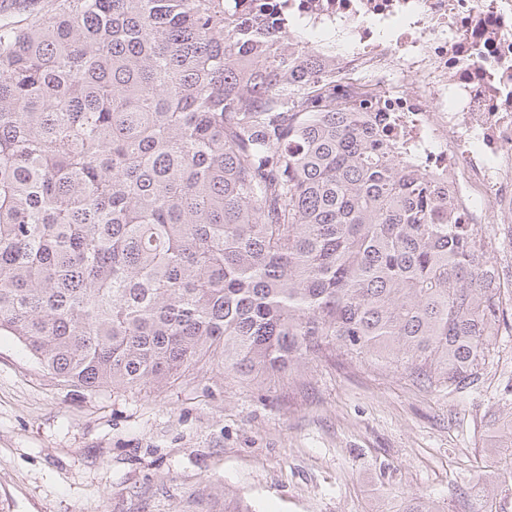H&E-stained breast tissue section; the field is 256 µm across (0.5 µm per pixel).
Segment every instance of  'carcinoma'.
I'll return each mask as SVG.
<instances>
[{
	"mask_svg": "<svg viewBox=\"0 0 512 512\" xmlns=\"http://www.w3.org/2000/svg\"><path fill=\"white\" fill-rule=\"evenodd\" d=\"M501 303L472 225L287 23L54 0L0 25V334L64 385L346 357L467 389Z\"/></svg>",
	"mask_w": 512,
	"mask_h": 512,
	"instance_id": "1",
	"label": "carcinoma"
}]
</instances>
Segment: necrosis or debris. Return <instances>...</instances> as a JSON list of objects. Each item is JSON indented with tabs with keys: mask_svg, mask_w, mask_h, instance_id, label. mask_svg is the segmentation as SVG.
Masks as SVG:
<instances>
[{
	"mask_svg": "<svg viewBox=\"0 0 512 512\" xmlns=\"http://www.w3.org/2000/svg\"><path fill=\"white\" fill-rule=\"evenodd\" d=\"M326 35L339 90L447 190L512 288V0H265Z\"/></svg>",
	"mask_w": 512,
	"mask_h": 512,
	"instance_id": "obj_1",
	"label": "necrosis or debris"
}]
</instances>
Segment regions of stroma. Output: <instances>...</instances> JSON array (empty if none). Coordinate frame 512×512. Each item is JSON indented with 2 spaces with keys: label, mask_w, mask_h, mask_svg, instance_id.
<instances>
[{
  "label": "stroma",
  "mask_w": 512,
  "mask_h": 512,
  "mask_svg": "<svg viewBox=\"0 0 512 512\" xmlns=\"http://www.w3.org/2000/svg\"><path fill=\"white\" fill-rule=\"evenodd\" d=\"M497 328L459 393L326 362L74 391L2 334L0 512H512V301Z\"/></svg>",
  "instance_id": "35a3bbf8"
}]
</instances>
